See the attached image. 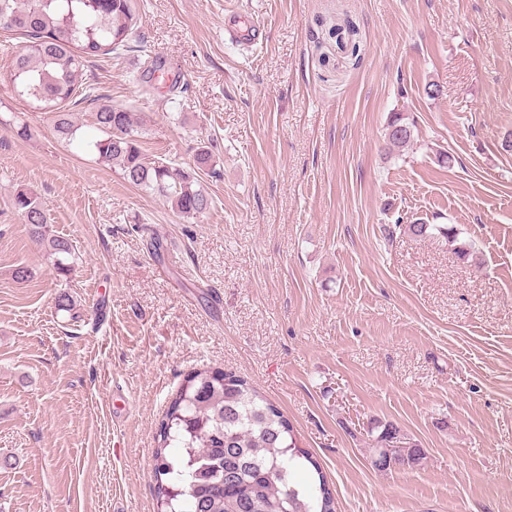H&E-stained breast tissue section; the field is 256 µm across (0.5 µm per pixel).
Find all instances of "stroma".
I'll use <instances>...</instances> for the list:
<instances>
[{
  "mask_svg": "<svg viewBox=\"0 0 512 512\" xmlns=\"http://www.w3.org/2000/svg\"><path fill=\"white\" fill-rule=\"evenodd\" d=\"M135 4L129 50L81 80L142 121L148 159L191 171L213 142V206L183 218L101 163L97 103L59 139L0 31V118L29 127L0 125V512H156L155 431L203 366L280 408L340 512H512V0ZM394 112L416 123L399 153ZM21 189L72 241L68 276ZM400 216L457 241L385 240ZM388 425L422 462L372 467ZM13 208L32 228V234L45 247L47 256L52 260L59 275H67L73 270L75 249L69 239L60 236H48V219L45 210L36 196L28 191L19 190L13 197Z\"/></svg>",
  "mask_w": 512,
  "mask_h": 512,
  "instance_id": "35a3bbf8",
  "label": "stroma"
}]
</instances>
